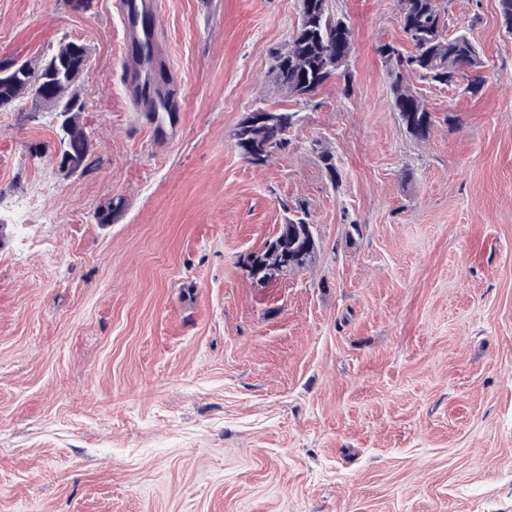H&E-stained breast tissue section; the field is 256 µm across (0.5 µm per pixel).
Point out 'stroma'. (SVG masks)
Wrapping results in <instances>:
<instances>
[{
    "instance_id": "obj_1",
    "label": "stroma",
    "mask_w": 512,
    "mask_h": 512,
    "mask_svg": "<svg viewBox=\"0 0 512 512\" xmlns=\"http://www.w3.org/2000/svg\"><path fill=\"white\" fill-rule=\"evenodd\" d=\"M330 9L348 69L305 101L272 75L300 0H164L165 138L110 0H0V58L87 47L94 146L65 175L57 119L0 110V512H512V34L451 0L486 78L409 73L418 139L379 53L410 47L397 0ZM259 107L301 116L262 166L232 136ZM289 207L315 257L259 286Z\"/></svg>"
}]
</instances>
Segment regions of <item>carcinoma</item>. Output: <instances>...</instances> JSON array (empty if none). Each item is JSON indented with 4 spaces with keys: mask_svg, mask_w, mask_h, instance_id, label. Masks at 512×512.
<instances>
[{
    "mask_svg": "<svg viewBox=\"0 0 512 512\" xmlns=\"http://www.w3.org/2000/svg\"><path fill=\"white\" fill-rule=\"evenodd\" d=\"M301 2L299 26L284 50L275 54L273 70L288 96L307 100L332 74L348 66L351 46L338 49L330 42L332 31L346 22L329 11L328 0ZM398 7L401 28L412 51L405 54L388 43L380 48V55L395 72L392 93L396 110L407 130L423 138L433 125L432 113L405 83L402 71L420 72L434 83L451 86L462 81V68L482 66L484 62L466 33L450 31L448 9L440 8L437 0H398ZM87 62L85 47L75 41L60 43L40 65L16 58L0 60V108L23 100L33 94L34 85H40L45 89L41 102L62 118L61 156L78 167L92 151L90 134L82 121L85 103L81 78ZM267 116L272 122L266 126L255 123L249 115L234 131L237 146L255 165L287 153L291 145L289 130L300 120L298 113L279 109L267 112ZM290 225L308 228L307 235L298 238L294 246L295 252L304 253L297 267L302 269L312 261L317 249L316 225L309 222L307 213L296 211L286 217L275 246L249 255L254 269L283 263Z\"/></svg>",
    "mask_w": 512,
    "mask_h": 512,
    "instance_id": "cac0c4a2",
    "label": "carcinoma"
}]
</instances>
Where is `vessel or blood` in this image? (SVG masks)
<instances>
[{"label":"vessel or blood","instance_id":"vessel-or-blood-1","mask_svg":"<svg viewBox=\"0 0 512 512\" xmlns=\"http://www.w3.org/2000/svg\"><path fill=\"white\" fill-rule=\"evenodd\" d=\"M112 10L123 24L124 44L127 48V64L123 69V81L130 98L142 111L151 115L154 125H161L159 114L152 111V98L144 88L160 75L158 56L144 55L140 47L153 40L159 18L158 0H112Z\"/></svg>","mask_w":512,"mask_h":512}]
</instances>
